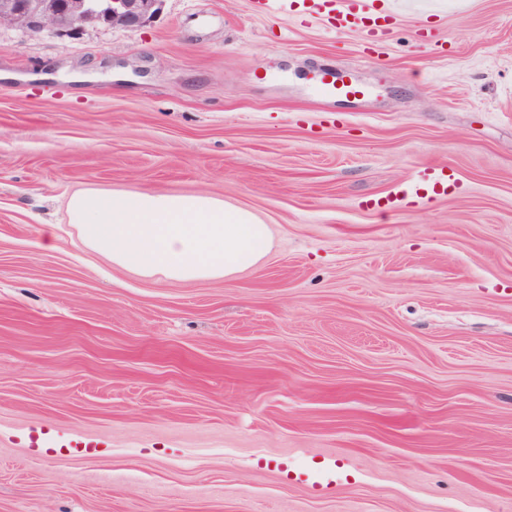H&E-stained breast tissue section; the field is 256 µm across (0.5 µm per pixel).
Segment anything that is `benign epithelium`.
Here are the masks:
<instances>
[{
    "instance_id": "benign-epithelium-1",
    "label": "benign epithelium",
    "mask_w": 512,
    "mask_h": 512,
    "mask_svg": "<svg viewBox=\"0 0 512 512\" xmlns=\"http://www.w3.org/2000/svg\"><path fill=\"white\" fill-rule=\"evenodd\" d=\"M164 0H0V26L29 34H75L88 27H143Z\"/></svg>"
}]
</instances>
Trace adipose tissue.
Returning a JSON list of instances; mask_svg holds the SVG:
<instances>
[{"mask_svg":"<svg viewBox=\"0 0 512 512\" xmlns=\"http://www.w3.org/2000/svg\"><path fill=\"white\" fill-rule=\"evenodd\" d=\"M67 214L85 247L146 278H228L256 266L271 247L267 224L211 194L80 188Z\"/></svg>","mask_w":512,"mask_h":512,"instance_id":"obj_1","label":"adipose tissue"}]
</instances>
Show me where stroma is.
I'll use <instances>...</instances> for the list:
<instances>
[{
  "label": "stroma",
  "mask_w": 512,
  "mask_h": 512,
  "mask_svg": "<svg viewBox=\"0 0 512 512\" xmlns=\"http://www.w3.org/2000/svg\"><path fill=\"white\" fill-rule=\"evenodd\" d=\"M388 5L370 55L253 0L0 28V512H512V0ZM79 187L208 192L272 246L143 278L80 245ZM318 91L326 98L358 99L364 96V89L346 75L328 71L315 79ZM451 181L452 175L448 173V168L438 166L426 167L418 172L412 185L403 186L392 195H388L383 199L387 206L396 207L409 194L415 193L418 195L420 190H429L434 194L445 193Z\"/></svg>",
  "instance_id": "stroma-1"
}]
</instances>
